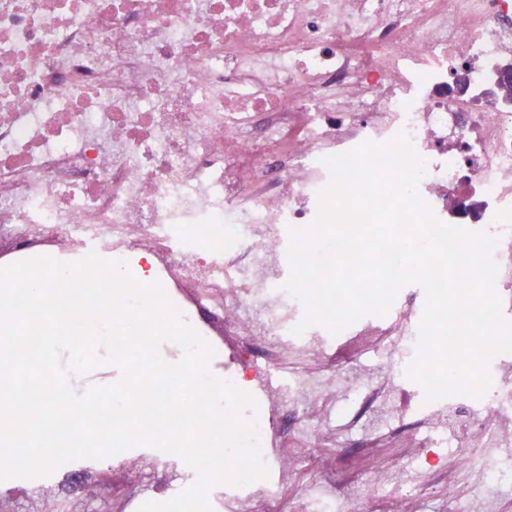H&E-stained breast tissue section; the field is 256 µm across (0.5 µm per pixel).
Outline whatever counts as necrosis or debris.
Here are the masks:
<instances>
[{
  "label": "necrosis or debris",
  "instance_id": "necrosis-or-debris-1",
  "mask_svg": "<svg viewBox=\"0 0 512 512\" xmlns=\"http://www.w3.org/2000/svg\"><path fill=\"white\" fill-rule=\"evenodd\" d=\"M512 0H0V242L153 259L192 329L218 327L222 381L300 358L251 416L264 483L212 485L211 512H503L512 488V353L480 395L427 400L422 286L347 336H384L379 382L330 368L286 288L291 234L314 224L328 158L407 135L417 194L494 242L512 321ZM374 430L340 470L337 403ZM166 457L112 462L113 512Z\"/></svg>",
  "mask_w": 512,
  "mask_h": 512
}]
</instances>
